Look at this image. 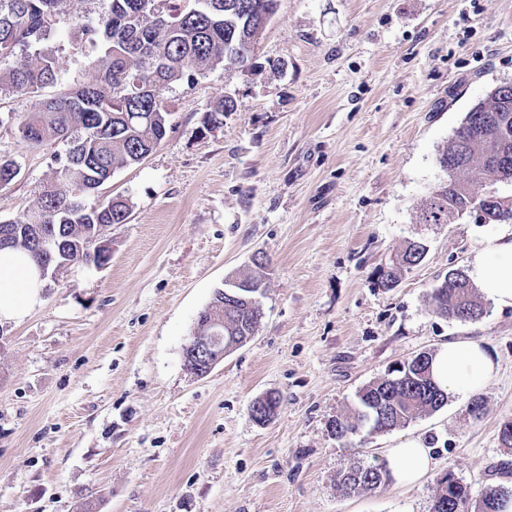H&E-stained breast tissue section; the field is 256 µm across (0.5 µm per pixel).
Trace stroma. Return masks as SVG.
Masks as SVG:
<instances>
[{
  "mask_svg": "<svg viewBox=\"0 0 512 512\" xmlns=\"http://www.w3.org/2000/svg\"><path fill=\"white\" fill-rule=\"evenodd\" d=\"M44 96L88 75L98 52L55 42ZM512 83V0H279L245 68L166 90L170 128L140 164L116 171L88 205L121 196L106 266L45 279L42 301L0 324V512H431L437 477L512 489V307L485 303L449 321L428 295L468 268L497 232L465 216L423 224L443 179L439 153L466 113ZM238 111L204 128L216 98ZM38 96L0 93V157L19 169L0 188V221L20 218L54 181L67 145L15 126ZM427 246L397 286L376 271L406 241ZM266 263L264 317L205 377L182 350L216 289ZM472 339L499 362L480 396L389 432L331 434L357 391L396 364ZM279 395L266 424L254 399ZM421 438L435 467L412 485L340 487L353 462H385Z\"/></svg>",
  "mask_w": 512,
  "mask_h": 512,
  "instance_id": "obj_1",
  "label": "stroma"
}]
</instances>
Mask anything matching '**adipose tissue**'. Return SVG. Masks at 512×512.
Segmentation results:
<instances>
[{
  "mask_svg": "<svg viewBox=\"0 0 512 512\" xmlns=\"http://www.w3.org/2000/svg\"><path fill=\"white\" fill-rule=\"evenodd\" d=\"M471 282L498 307H512V231H502L474 257ZM43 280L33 257L21 249H0V321L21 320L41 301ZM435 383L451 396H466L487 385L498 363L480 342L451 340L432 356ZM388 469L402 482L419 480L431 467L428 448L410 439L388 453Z\"/></svg>",
  "mask_w": 512,
  "mask_h": 512,
  "instance_id": "adipose-tissue-1",
  "label": "adipose tissue"
}]
</instances>
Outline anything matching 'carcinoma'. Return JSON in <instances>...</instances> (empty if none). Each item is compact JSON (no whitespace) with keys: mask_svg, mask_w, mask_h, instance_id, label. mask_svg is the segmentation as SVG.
Instances as JSON below:
<instances>
[{"mask_svg":"<svg viewBox=\"0 0 512 512\" xmlns=\"http://www.w3.org/2000/svg\"><path fill=\"white\" fill-rule=\"evenodd\" d=\"M65 0H0V59L15 58L14 66L0 72V92L37 93L54 84L60 59L55 33ZM278 0H112L110 13L93 24H81L72 32L76 44L100 46V54L88 63L90 78L77 89L47 97L19 118L22 137L42 143L61 139L69 144L66 162L57 179L42 192L38 204L22 218L11 221L12 247L24 249L39 261L42 256L28 244L29 225L42 224L58 240L72 242L79 226L122 224L130 203L113 198L102 206H89L86 197L103 180L122 168L141 163L165 138L169 128L164 92L193 74L205 75L217 68L233 70L246 65L257 39L273 19ZM238 111L231 97L209 104L202 117L206 128L224 124V115ZM512 154V89L493 90L466 114L438 162L445 179L435 185L419 214L422 224H450L471 206L483 183L492 177V163L502 151ZM18 176L16 164L0 158V187ZM405 265L421 262L425 245L412 241L402 250ZM403 268L379 267L377 284L390 288ZM466 273L448 276L430 295L435 312L450 321H476L484 309L473 296ZM250 333L249 318L237 302L224 297V345L237 344ZM432 354L422 352L403 363L404 369L370 381L357 394L352 414L331 421L332 434L344 439L368 424L367 401L382 400L385 421L372 423L389 432L438 411L448 402L430 375ZM340 484L356 491L379 488L390 477L379 464L357 462L345 470ZM445 488L448 508L468 505L467 512H498V501L512 492L486 487L472 494L458 480L437 478L435 490Z\"/></svg>","mask_w":512,"mask_h":512,"instance_id":"cac0c4a2","label":"carcinoma"}]
</instances>
